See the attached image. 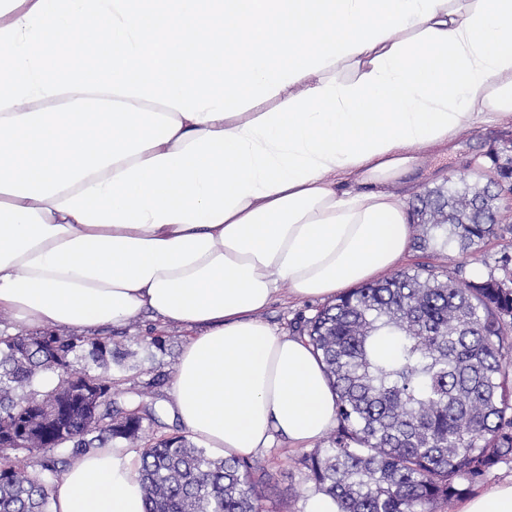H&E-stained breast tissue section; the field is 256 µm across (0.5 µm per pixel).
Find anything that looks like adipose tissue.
<instances>
[{"instance_id":"1","label":"adipose tissue","mask_w":512,"mask_h":512,"mask_svg":"<svg viewBox=\"0 0 512 512\" xmlns=\"http://www.w3.org/2000/svg\"><path fill=\"white\" fill-rule=\"evenodd\" d=\"M505 117L512 0H0V313L184 327L186 431L224 457L301 446L336 395L261 312L393 268L417 148ZM140 468L72 456L52 512H144Z\"/></svg>"}]
</instances>
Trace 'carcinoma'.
<instances>
[{"mask_svg": "<svg viewBox=\"0 0 512 512\" xmlns=\"http://www.w3.org/2000/svg\"><path fill=\"white\" fill-rule=\"evenodd\" d=\"M418 199L416 245L455 244L475 254L497 234L494 194L464 178ZM422 265L350 289L309 318L302 335L321 356L336 393L331 444L301 456L317 490L340 512H434L512 461V279L474 280ZM397 339L394 353L379 344ZM82 357L95 369H73ZM129 349L110 337L0 331V433L22 447L0 464V512H50L51 491L71 454L140 438L153 407H112L106 374ZM87 393L60 391L64 371ZM266 472L213 458L183 435L148 443L140 484L145 512H263Z\"/></svg>", "mask_w": 512, "mask_h": 512, "instance_id": "obj_1", "label": "carcinoma"}]
</instances>
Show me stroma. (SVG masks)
<instances>
[{"mask_svg":"<svg viewBox=\"0 0 512 512\" xmlns=\"http://www.w3.org/2000/svg\"><path fill=\"white\" fill-rule=\"evenodd\" d=\"M511 138L512 121L491 126L477 125L459 134L450 153L422 152L418 169L408 177L411 186L409 201H416L426 190L457 180L462 174L471 181L484 180L492 167L491 153L500 150ZM506 251L512 253V201L503 199L499 202V230L477 254L465 255L435 241L424 252L409 249L396 269L411 271L420 263L439 270L458 266L464 279L475 280L497 270L499 258ZM322 305V300L297 301L283 292L261 318L276 332L294 335L302 322L312 317ZM101 333L119 342L133 337L138 340L133 347L135 355L130 360V368L114 372L112 390L121 403L131 399L155 403L157 416L155 420L144 421V437L152 439L182 434L180 422L165 410L164 405L170 398L168 380L188 337L187 330L163 326L141 316L123 325L102 328ZM154 336L164 339V349L150 347L149 340ZM301 454V449L290 447L287 441L278 437L270 448L252 457V464L270 474L264 502L267 512H305L307 497L315 486L299 463Z\"/></svg>","mask_w":512,"mask_h":512,"instance_id":"1","label":"stroma"}]
</instances>
